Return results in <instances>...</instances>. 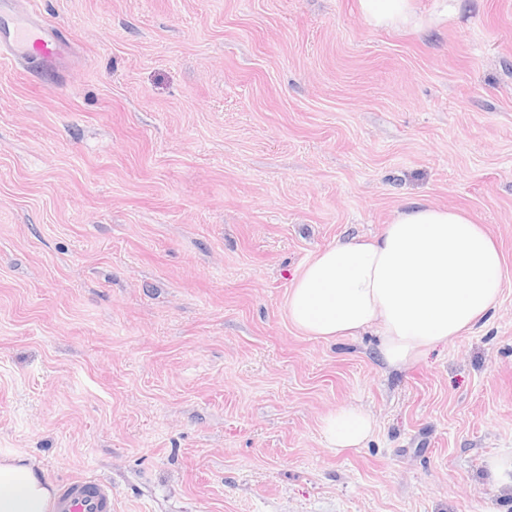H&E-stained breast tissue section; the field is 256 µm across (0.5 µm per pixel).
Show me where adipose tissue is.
<instances>
[{
  "instance_id": "adipose-tissue-1",
  "label": "adipose tissue",
  "mask_w": 512,
  "mask_h": 512,
  "mask_svg": "<svg viewBox=\"0 0 512 512\" xmlns=\"http://www.w3.org/2000/svg\"><path fill=\"white\" fill-rule=\"evenodd\" d=\"M375 27H418L413 0H359ZM503 258L468 213L414 200L372 238L358 235L316 253L288 291V320L331 339L375 331L383 363L401 370L436 345L472 330L499 302ZM372 418L354 406L325 415L328 448L362 447ZM54 490L37 465L0 456V512H48Z\"/></svg>"
}]
</instances>
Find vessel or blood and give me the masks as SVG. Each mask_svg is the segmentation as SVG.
<instances>
[{"mask_svg":"<svg viewBox=\"0 0 512 512\" xmlns=\"http://www.w3.org/2000/svg\"><path fill=\"white\" fill-rule=\"evenodd\" d=\"M18 2L0 0V57L24 59L35 53L48 65L65 63L68 40L18 10ZM53 512H112V487L84 477L71 479L58 493Z\"/></svg>","mask_w":512,"mask_h":512,"instance_id":"vessel-or-blood-1","label":"vessel or blood"}]
</instances>
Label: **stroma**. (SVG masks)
I'll use <instances>...</instances> for the list:
<instances>
[{
  "label": "stroma",
  "mask_w": 512,
  "mask_h": 512,
  "mask_svg": "<svg viewBox=\"0 0 512 512\" xmlns=\"http://www.w3.org/2000/svg\"><path fill=\"white\" fill-rule=\"evenodd\" d=\"M66 76L0 61V456L114 512H512V0L420 29L358 0H35ZM410 200L504 258L405 370L288 321L319 249ZM375 428L325 448L322 417ZM372 418L354 406L336 407L325 415L320 431L326 448L343 450L362 447L372 434ZM485 463L498 486L512 487V453L492 456ZM53 512H112V486L94 479L73 478L55 498Z\"/></svg>",
  "instance_id": "1"
}]
</instances>
